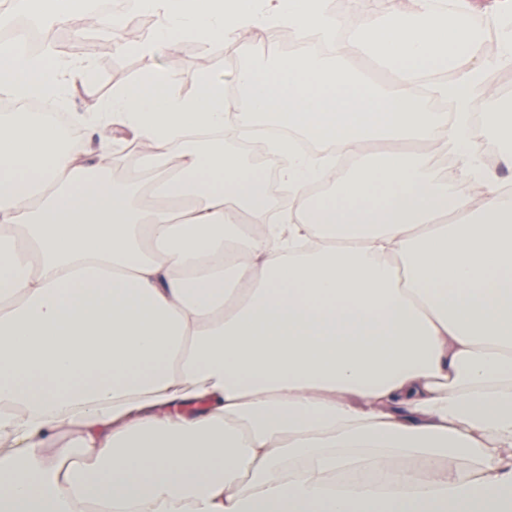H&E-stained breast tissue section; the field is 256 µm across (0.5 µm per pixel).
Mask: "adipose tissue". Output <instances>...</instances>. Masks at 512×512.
Here are the masks:
<instances>
[{
    "instance_id": "ef3b65f1",
    "label": "adipose tissue",
    "mask_w": 512,
    "mask_h": 512,
    "mask_svg": "<svg viewBox=\"0 0 512 512\" xmlns=\"http://www.w3.org/2000/svg\"><path fill=\"white\" fill-rule=\"evenodd\" d=\"M33 4L79 35L107 28L119 54L342 26L331 0H139L155 26L133 42L80 0ZM468 6L363 15L388 83L337 53L258 57L237 72L246 112L203 68L195 96L153 71L71 113L97 135L82 148H61L49 113L0 119V512H512V195L470 124L512 32L492 62L471 30L415 21ZM432 68L455 72L438 87L455 113L417 105ZM93 72L0 44V96L59 105ZM259 116L335 145L352 175L274 140L291 194L272 206L224 146ZM115 126L161 204L108 176ZM430 139L480 202L403 150Z\"/></svg>"
}]
</instances>
